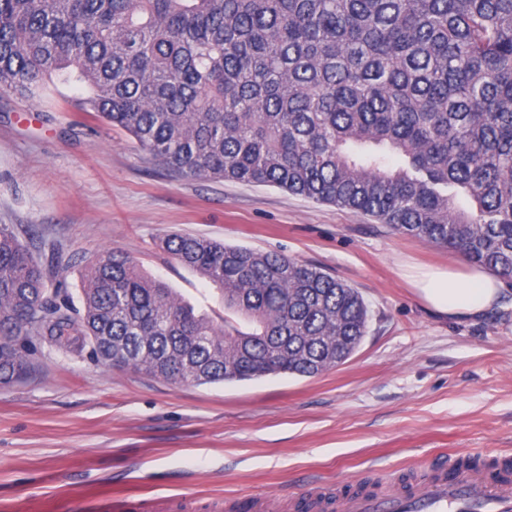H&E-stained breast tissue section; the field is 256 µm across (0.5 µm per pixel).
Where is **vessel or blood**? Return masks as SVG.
I'll use <instances>...</instances> for the list:
<instances>
[{
    "label": "vessel or blood",
    "instance_id": "b4317fda",
    "mask_svg": "<svg viewBox=\"0 0 512 512\" xmlns=\"http://www.w3.org/2000/svg\"><path fill=\"white\" fill-rule=\"evenodd\" d=\"M341 512H512V482L460 468H421L411 492L349 493Z\"/></svg>",
    "mask_w": 512,
    "mask_h": 512
}]
</instances>
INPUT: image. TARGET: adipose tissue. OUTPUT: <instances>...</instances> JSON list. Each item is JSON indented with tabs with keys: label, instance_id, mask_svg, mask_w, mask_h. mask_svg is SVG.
<instances>
[{
	"label": "adipose tissue",
	"instance_id": "1",
	"mask_svg": "<svg viewBox=\"0 0 512 512\" xmlns=\"http://www.w3.org/2000/svg\"><path fill=\"white\" fill-rule=\"evenodd\" d=\"M405 276L426 307L452 321L483 315L504 291L498 277L468 265L447 269L410 266Z\"/></svg>",
	"mask_w": 512,
	"mask_h": 512
}]
</instances>
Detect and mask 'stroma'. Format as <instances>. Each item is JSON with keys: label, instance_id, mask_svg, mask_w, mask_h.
Listing matches in <instances>:
<instances>
[{"label": "stroma", "instance_id": "stroma-1", "mask_svg": "<svg viewBox=\"0 0 512 512\" xmlns=\"http://www.w3.org/2000/svg\"><path fill=\"white\" fill-rule=\"evenodd\" d=\"M86 94L56 80L32 99L0 96V224L35 229V255L72 298L114 248L223 323L214 287L164 250L176 232L322 267L361 292L368 333L313 378L203 385L38 347L29 377L0 386V512H87L113 496L206 508L370 477L399 487L417 462L512 456V286L483 317L445 320L401 271L462 253L275 187L172 177L81 112Z\"/></svg>", "mask_w": 512, "mask_h": 512}]
</instances>
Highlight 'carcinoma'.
<instances>
[{"label": "carcinoma", "instance_id": "1", "mask_svg": "<svg viewBox=\"0 0 512 512\" xmlns=\"http://www.w3.org/2000/svg\"><path fill=\"white\" fill-rule=\"evenodd\" d=\"M75 79L167 171L275 186L456 250L512 286V0H0V95ZM167 253L250 325L217 326L127 253L62 281L0 225V385L34 342L198 384L316 377L367 334L359 291L187 234Z\"/></svg>", "mask_w": 512, "mask_h": 512}]
</instances>
